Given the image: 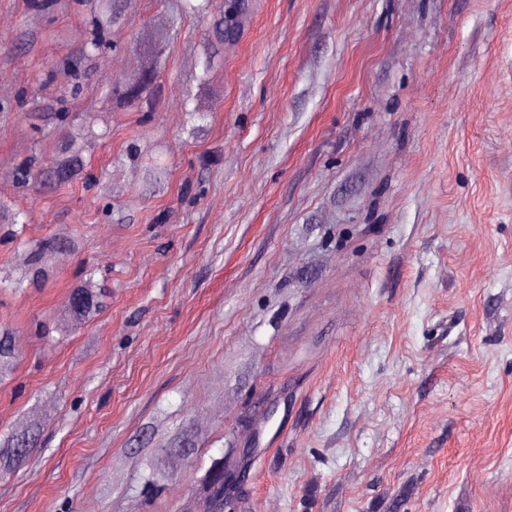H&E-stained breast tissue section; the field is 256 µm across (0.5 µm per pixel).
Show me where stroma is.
<instances>
[{
    "label": "stroma",
    "mask_w": 512,
    "mask_h": 512,
    "mask_svg": "<svg viewBox=\"0 0 512 512\" xmlns=\"http://www.w3.org/2000/svg\"><path fill=\"white\" fill-rule=\"evenodd\" d=\"M245 5L205 70L180 0H123L90 56V0H0V211L30 218L0 221V438L40 425L0 512H178L217 458L224 512H512V0ZM147 25L161 95L109 104ZM65 126L83 172L17 181ZM89 273L108 304L65 328ZM60 246L53 239H42L34 243L30 260L24 268L19 282L28 280L30 282H39L45 280L48 276L47 265L43 256L52 251L59 250ZM20 357L12 332L0 328V381L12 373ZM193 436L191 432L183 427L178 435L162 448H154L153 451L144 458L142 469L145 473V485L148 488V502L167 489L172 480V464L177 461L190 462L196 454Z\"/></svg>",
    "instance_id": "35a3bbf8"
}]
</instances>
